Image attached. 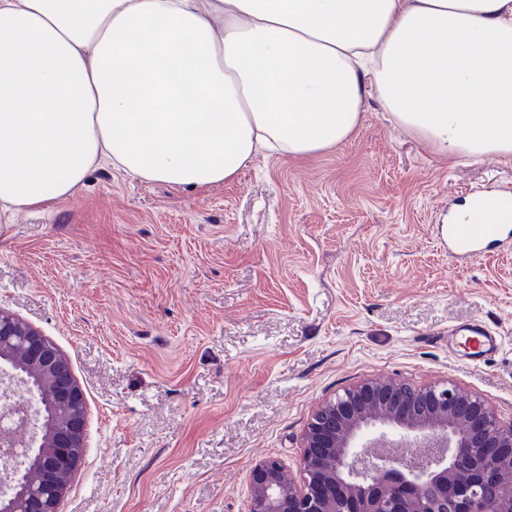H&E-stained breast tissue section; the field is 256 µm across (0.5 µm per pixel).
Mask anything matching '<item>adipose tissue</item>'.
<instances>
[{
  "label": "adipose tissue",
  "instance_id": "adipose-tissue-1",
  "mask_svg": "<svg viewBox=\"0 0 512 512\" xmlns=\"http://www.w3.org/2000/svg\"><path fill=\"white\" fill-rule=\"evenodd\" d=\"M370 94L512 160V0H0V229L104 162L200 188L335 150Z\"/></svg>",
  "mask_w": 512,
  "mask_h": 512
}]
</instances>
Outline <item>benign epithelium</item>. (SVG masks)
Returning <instances> with one entry per match:
<instances>
[{
	"instance_id": "7a95c632",
	"label": "benign epithelium",
	"mask_w": 512,
	"mask_h": 512,
	"mask_svg": "<svg viewBox=\"0 0 512 512\" xmlns=\"http://www.w3.org/2000/svg\"><path fill=\"white\" fill-rule=\"evenodd\" d=\"M0 379L49 392L0 413V455L29 437L40 468L3 466L0 512H59L85 453L86 399L67 356L0 308ZM420 448L404 457L387 443ZM299 475L276 457L249 471L248 512H512V423L450 381L364 380L321 404L301 439Z\"/></svg>"
}]
</instances>
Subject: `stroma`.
Listing matches in <instances>:
<instances>
[{
  "label": "stroma",
  "instance_id": "35a3bbf8",
  "mask_svg": "<svg viewBox=\"0 0 512 512\" xmlns=\"http://www.w3.org/2000/svg\"><path fill=\"white\" fill-rule=\"evenodd\" d=\"M512 189L368 100L336 150L258 156L184 188L93 170L0 230V308L53 340L87 399L61 512H247L263 457L297 470L314 410L365 379L450 380L512 422V223L456 258L449 214ZM498 339L475 360L451 329Z\"/></svg>",
  "mask_w": 512,
  "mask_h": 512
}]
</instances>
